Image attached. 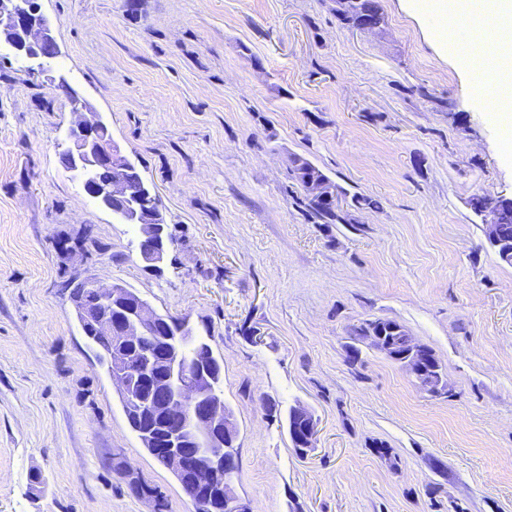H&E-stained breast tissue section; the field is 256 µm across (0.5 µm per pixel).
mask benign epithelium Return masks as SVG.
Returning <instances> with one entry per match:
<instances>
[{
    "instance_id": "benign-epithelium-1",
    "label": "benign epithelium",
    "mask_w": 512,
    "mask_h": 512,
    "mask_svg": "<svg viewBox=\"0 0 512 512\" xmlns=\"http://www.w3.org/2000/svg\"><path fill=\"white\" fill-rule=\"evenodd\" d=\"M0 41L16 53L39 60L38 68L27 75L40 78L50 71L59 56V45L48 18L34 0H0ZM53 87L75 98L69 130V145L61 152L65 167L83 176L85 192L100 207L119 215L127 224L143 223L141 203L116 208L113 202L127 194L126 173L133 162L122 153L98 113L63 80ZM109 171L111 178L100 179ZM311 198L333 201L331 189L323 182L305 186ZM505 198L481 195L474 212L481 218L487 242L499 258L512 263V239L500 231ZM154 243L140 246L139 254L150 268H158L167 253L165 226L151 225ZM86 314V329L112 338V381L125 398L130 423L146 420L136 433L145 448L154 449V457L181 479V484L201 492L193 500L195 512H212V503L224 505V512H240L241 499L232 480L235 470L224 466V432H235L232 414L224 411V398L211 383L209 373L186 357L184 346L196 341L189 319L168 320L169 328L160 342L154 341L156 313L145 302H134L115 284L105 285L94 278L80 283L76 296ZM370 347L398 363L418 387L435 394L444 387L443 372L424 367L425 350L416 341L409 350L399 352L379 331L362 333ZM288 432L292 447H315L317 420L305 406L288 412Z\"/></svg>"
}]
</instances>
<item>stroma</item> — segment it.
<instances>
[{"label": "stroma", "mask_w": 512, "mask_h": 512, "mask_svg": "<svg viewBox=\"0 0 512 512\" xmlns=\"http://www.w3.org/2000/svg\"><path fill=\"white\" fill-rule=\"evenodd\" d=\"M38 3L56 69L156 189L171 245L144 268L135 227L60 161L68 97L0 60V512H151L125 463L168 512L194 510L81 329L87 277L211 346L250 512H512V264L471 208L512 194L493 86L399 0H378L372 33L333 0ZM293 155L346 189L349 223L310 216ZM377 319L433 350L447 393L357 339ZM299 404L317 420L303 457L284 418Z\"/></svg>", "instance_id": "35a3bbf8"}]
</instances>
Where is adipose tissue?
Listing matches in <instances>:
<instances>
[{"mask_svg": "<svg viewBox=\"0 0 512 512\" xmlns=\"http://www.w3.org/2000/svg\"><path fill=\"white\" fill-rule=\"evenodd\" d=\"M418 21L440 55H454L471 66V42H482L497 59L483 80L496 84L499 95L512 100V0H399Z\"/></svg>", "mask_w": 512, "mask_h": 512, "instance_id": "1", "label": "adipose tissue"}]
</instances>
